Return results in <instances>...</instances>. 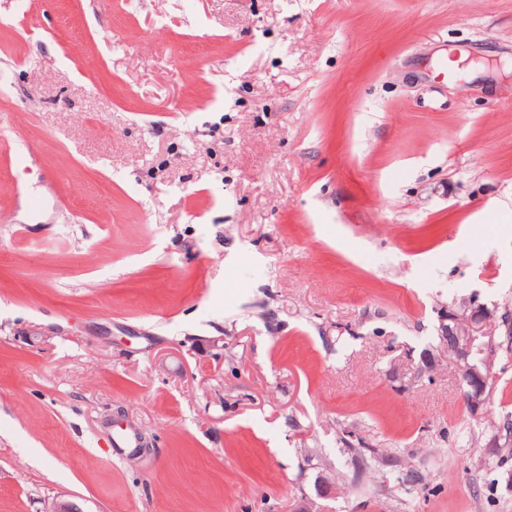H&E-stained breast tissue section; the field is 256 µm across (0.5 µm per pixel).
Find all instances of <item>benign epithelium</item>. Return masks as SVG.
<instances>
[{"instance_id": "benign-epithelium-1", "label": "benign epithelium", "mask_w": 512, "mask_h": 512, "mask_svg": "<svg viewBox=\"0 0 512 512\" xmlns=\"http://www.w3.org/2000/svg\"><path fill=\"white\" fill-rule=\"evenodd\" d=\"M501 329L504 335L512 334V314L504 315L482 304L472 303L464 310H450L441 319L439 335L443 347L453 342L455 351L452 352L461 364L460 384L464 396L469 400L473 411H478L484 404L485 385L489 377L490 364L493 356L482 363H472L467 360L470 344L478 336H486ZM335 487L331 478L322 475L318 479L317 499H308L299 512H325V506L318 500L334 496Z\"/></svg>"}]
</instances>
